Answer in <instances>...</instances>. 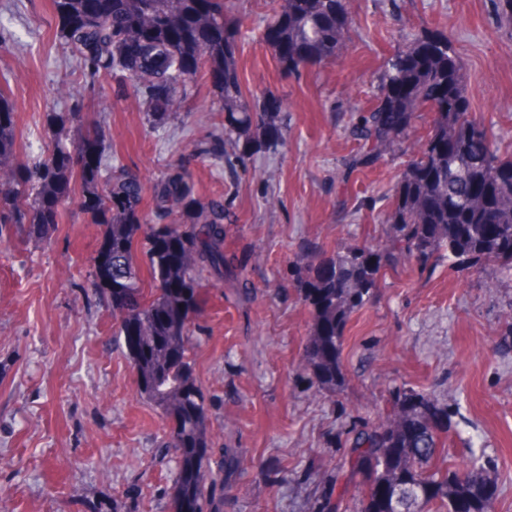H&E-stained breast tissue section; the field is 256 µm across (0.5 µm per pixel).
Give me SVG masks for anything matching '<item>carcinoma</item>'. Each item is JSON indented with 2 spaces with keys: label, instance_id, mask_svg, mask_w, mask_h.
<instances>
[{
  "label": "carcinoma",
  "instance_id": "obj_1",
  "mask_svg": "<svg viewBox=\"0 0 512 512\" xmlns=\"http://www.w3.org/2000/svg\"><path fill=\"white\" fill-rule=\"evenodd\" d=\"M263 40L289 70L330 61L343 50L348 19L342 0H272ZM57 37L79 62L87 84L118 80L117 94L145 106L152 128L180 118L181 104L200 80L218 93L222 131L198 147L222 159L273 147L281 139L282 98L268 90L256 100L243 90L237 65L239 26L224 0H52ZM434 114L397 183L387 222L392 239L355 245L321 260L300 277L313 308V334L304 360L320 388L340 377L339 344L347 315L369 300L386 267L400 259L424 270L442 248L453 256L496 265L512 274V154L503 156L492 129L470 118L463 74L448 40L425 34L398 51L380 79L377 103L349 128L359 151L354 168L379 162L410 137L420 112ZM76 102L49 112L56 137L51 153L32 164L16 160V112L9 86L0 85V242L13 231L42 240L61 223L64 203L80 189V206L101 227L112 268L93 267L96 289L106 296L117 336L138 377L142 397L171 424L166 453L176 460L173 512H219L224 478L209 471V412L192 366L189 315L198 309L202 280L224 279V196L197 193L192 173L170 169L151 185L122 164L106 166L112 134L99 127L70 141L81 127ZM95 152L78 169L56 157ZM186 217L181 224L171 219ZM152 283L143 294V274ZM393 423L366 427L345 456L361 477V512H485L495 483L481 472L441 471V430L448 408L414 389L392 404ZM204 449L177 454V444Z\"/></svg>",
  "mask_w": 512,
  "mask_h": 512
}]
</instances>
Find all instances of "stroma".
I'll return each mask as SVG.
<instances>
[{
	"instance_id": "obj_1",
	"label": "stroma",
	"mask_w": 512,
	"mask_h": 512,
	"mask_svg": "<svg viewBox=\"0 0 512 512\" xmlns=\"http://www.w3.org/2000/svg\"><path fill=\"white\" fill-rule=\"evenodd\" d=\"M227 2L241 24L246 89L283 100L277 148L234 171L197 156L221 119L210 84L198 83L184 121L151 129L137 100L114 98L112 80L84 86L51 0H0V76L16 105L18 161L51 149L44 115L67 111L75 94L84 126L110 128L117 159L144 183L184 164L201 196L230 205L224 250L235 263L223 281L204 282L191 323L212 461H240L221 512H314L331 481L340 512H358L345 452L361 429L390 423L403 387L451 412L438 467L483 468L498 485L487 512H512V275L444 253L423 271L386 269L347 320L341 381L322 389L304 362L314 317L298 281L319 259L391 233L384 215L412 153L350 169L358 145L348 129L411 39L447 36L473 117L512 151V21L501 0H343L341 55L291 72L261 38L268 6ZM99 238L75 197L48 239L0 244V512H111L116 501L127 512H171L168 423L138 395L126 349L113 346L105 299L87 292Z\"/></svg>"
}]
</instances>
